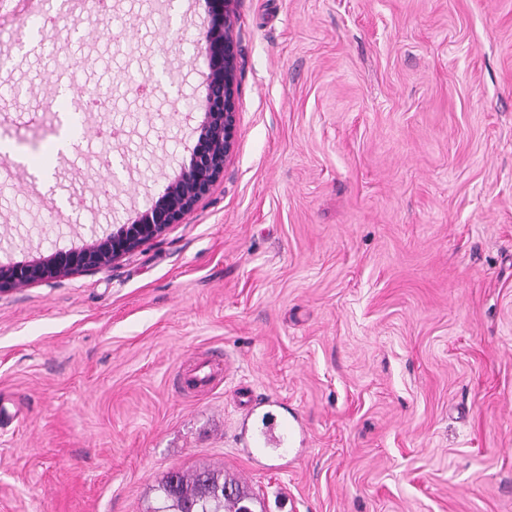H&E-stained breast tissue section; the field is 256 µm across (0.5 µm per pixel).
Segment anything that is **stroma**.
Listing matches in <instances>:
<instances>
[{
    "instance_id": "stroma-1",
    "label": "stroma",
    "mask_w": 512,
    "mask_h": 512,
    "mask_svg": "<svg viewBox=\"0 0 512 512\" xmlns=\"http://www.w3.org/2000/svg\"><path fill=\"white\" fill-rule=\"evenodd\" d=\"M58 21L67 64L22 18L5 48L0 264L134 220L198 124L200 0ZM233 36L210 195L111 268L0 295V512H150L202 467L263 512H512V0H236ZM71 64L113 110L56 159ZM249 395L301 433L254 450L282 431Z\"/></svg>"
}]
</instances>
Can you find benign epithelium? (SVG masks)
Here are the masks:
<instances>
[{
    "label": "benign epithelium",
    "instance_id": "7a95c632",
    "mask_svg": "<svg viewBox=\"0 0 512 512\" xmlns=\"http://www.w3.org/2000/svg\"><path fill=\"white\" fill-rule=\"evenodd\" d=\"M203 9L206 23L195 47L205 67V96L188 162L145 211L111 234L81 247L58 249L47 257L1 264L0 293L112 267L182 223L223 177L238 132L235 0H203Z\"/></svg>",
    "mask_w": 512,
    "mask_h": 512
}]
</instances>
